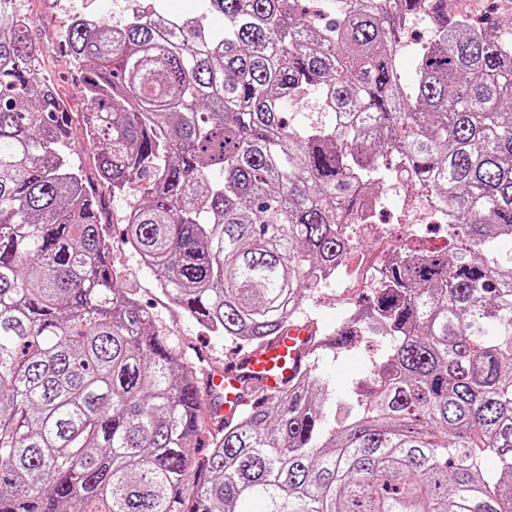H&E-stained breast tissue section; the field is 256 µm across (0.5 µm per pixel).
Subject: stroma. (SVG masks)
I'll use <instances>...</instances> for the list:
<instances>
[{
  "instance_id": "1",
  "label": "stroma",
  "mask_w": 512,
  "mask_h": 512,
  "mask_svg": "<svg viewBox=\"0 0 512 512\" xmlns=\"http://www.w3.org/2000/svg\"><path fill=\"white\" fill-rule=\"evenodd\" d=\"M14 7L29 13L33 19L32 37L37 50V68L65 93L74 112H83L84 106L77 96L78 77L68 64L58 33L68 26L75 13L85 10L97 12L100 19L110 23L124 18L130 8L128 0H15ZM398 210V201L389 199L386 209L378 218L379 223L391 225L389 236L362 239L357 257L365 265L378 264L390 247L408 238L407 228L395 224ZM127 212V207L112 202L107 205L112 260L120 271L124 286L134 292L154 314L182 357L205 370L223 369L225 359L234 354L233 348L224 340L211 336L160 294L154 274L124 243L123 228ZM372 298L373 294L368 289L346 297L336 286L325 285L311 292L304 311L325 328L332 329L349 309L369 305ZM377 360V346L368 339L358 341L350 352L338 357H324L320 371L329 385V395L322 403L324 410L332 411L337 400L346 397L358 381L368 378Z\"/></svg>"
}]
</instances>
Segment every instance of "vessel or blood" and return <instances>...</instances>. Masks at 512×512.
<instances>
[{"label": "vessel or blood", "mask_w": 512, "mask_h": 512, "mask_svg": "<svg viewBox=\"0 0 512 512\" xmlns=\"http://www.w3.org/2000/svg\"><path fill=\"white\" fill-rule=\"evenodd\" d=\"M313 329L310 324H297L244 356L228 360L223 370L214 372L213 385L226 389L229 399H236L239 379L245 375L261 377L265 389L277 391L292 380L297 364L308 350Z\"/></svg>", "instance_id": "b4317fda"}]
</instances>
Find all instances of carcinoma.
I'll list each match as a JSON object with an SVG mask.
<instances>
[{"instance_id":"cac0c4a2","label":"carcinoma","mask_w":512,"mask_h":512,"mask_svg":"<svg viewBox=\"0 0 512 512\" xmlns=\"http://www.w3.org/2000/svg\"><path fill=\"white\" fill-rule=\"evenodd\" d=\"M321 2L204 0L218 32L164 0L72 22L92 181L32 22L0 0V512H512V18ZM307 91L329 121L295 128ZM395 166L439 196L443 244L405 245L359 321L316 330L278 392L244 378L241 410L119 285L103 203L137 182L127 244L248 352L304 322ZM364 337L388 340L379 375L329 416L319 357Z\"/></svg>"}]
</instances>
